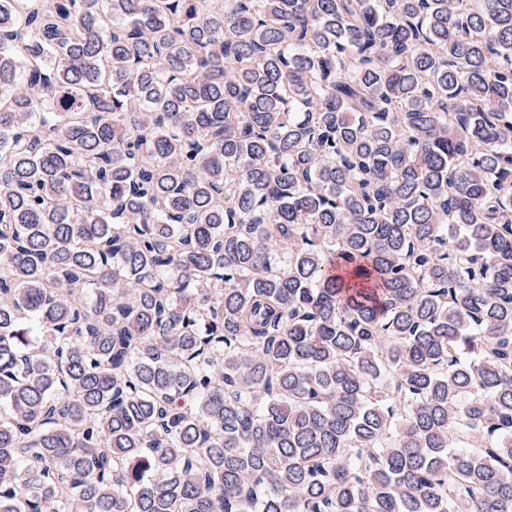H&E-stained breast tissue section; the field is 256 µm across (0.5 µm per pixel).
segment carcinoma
Segmentation results:
<instances>
[{"label":"carcinoma","mask_w":512,"mask_h":512,"mask_svg":"<svg viewBox=\"0 0 512 512\" xmlns=\"http://www.w3.org/2000/svg\"><path fill=\"white\" fill-rule=\"evenodd\" d=\"M0 512H512V0H0Z\"/></svg>","instance_id":"carcinoma-1"}]
</instances>
